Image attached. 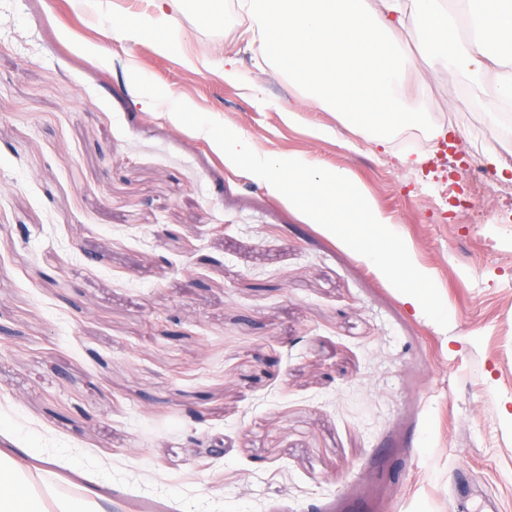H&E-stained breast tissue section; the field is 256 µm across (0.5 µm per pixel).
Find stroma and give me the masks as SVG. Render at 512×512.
Listing matches in <instances>:
<instances>
[{"mask_svg": "<svg viewBox=\"0 0 512 512\" xmlns=\"http://www.w3.org/2000/svg\"><path fill=\"white\" fill-rule=\"evenodd\" d=\"M75 0H0V451L108 512H512V182L461 169L499 131L414 62L434 123L402 160L257 64L238 0L175 14L205 70L116 40ZM236 71L233 79L224 70ZM264 153L348 169L447 308L441 328L363 256L137 101L130 74ZM296 120H289V113ZM223 455L211 456L209 448Z\"/></svg>", "mask_w": 512, "mask_h": 512, "instance_id": "stroma-1", "label": "stroma"}]
</instances>
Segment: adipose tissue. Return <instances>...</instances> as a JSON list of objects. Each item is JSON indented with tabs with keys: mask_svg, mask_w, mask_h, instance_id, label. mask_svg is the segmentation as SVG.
<instances>
[{
	"mask_svg": "<svg viewBox=\"0 0 512 512\" xmlns=\"http://www.w3.org/2000/svg\"><path fill=\"white\" fill-rule=\"evenodd\" d=\"M179 0H148V10L129 16L112 7V30L155 38L160 50L186 54L173 23ZM247 25L242 38L302 75L310 96L341 112L346 123L386 145L400 125L421 126L430 138L447 137L432 124L426 101H414L410 56L397 41L405 30L432 66L453 73L465 100L493 126L512 127V0H240ZM54 485L43 468L27 472L16 459L0 457V512H43L33 484Z\"/></svg>",
	"mask_w": 512,
	"mask_h": 512,
	"instance_id": "1",
	"label": "adipose tissue"
}]
</instances>
